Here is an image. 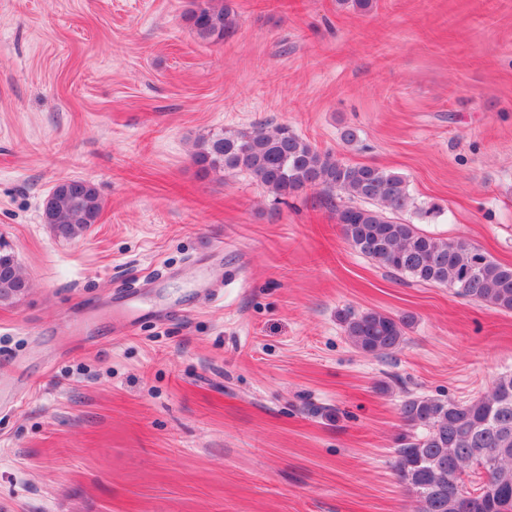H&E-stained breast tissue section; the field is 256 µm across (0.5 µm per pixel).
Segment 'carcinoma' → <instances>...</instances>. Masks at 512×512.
<instances>
[{
    "instance_id": "cac0c4a2",
    "label": "carcinoma",
    "mask_w": 512,
    "mask_h": 512,
    "mask_svg": "<svg viewBox=\"0 0 512 512\" xmlns=\"http://www.w3.org/2000/svg\"><path fill=\"white\" fill-rule=\"evenodd\" d=\"M185 20L196 36L221 42L236 27L223 0H193ZM192 161L203 176L245 170L269 193L285 199L318 188L334 211L348 245L399 277L448 288L458 297L512 312V265L502 264L464 239L423 232L403 219L421 212L404 176L375 165L346 162L322 152L286 124L202 139ZM102 201L82 179L52 190L44 223L62 240L83 236L97 222ZM28 287L12 252L0 247V302ZM345 336L359 352L388 356L406 341L412 316L377 309L338 311ZM407 432L394 449L393 468L416 512H512V373L499 376L483 396L465 402L412 396L400 405Z\"/></svg>"
}]
</instances>
